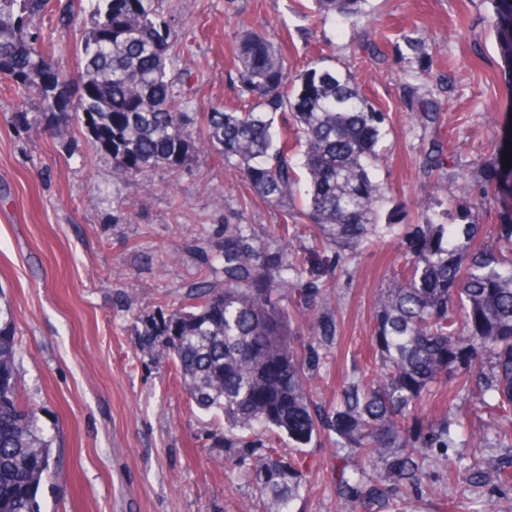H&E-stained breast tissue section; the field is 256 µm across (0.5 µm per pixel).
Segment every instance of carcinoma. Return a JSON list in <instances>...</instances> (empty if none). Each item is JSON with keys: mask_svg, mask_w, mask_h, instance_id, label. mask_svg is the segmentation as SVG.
<instances>
[{"mask_svg": "<svg viewBox=\"0 0 512 512\" xmlns=\"http://www.w3.org/2000/svg\"><path fill=\"white\" fill-rule=\"evenodd\" d=\"M90 2L81 71L63 79L30 32L50 0H0V78L20 96H36L52 127L83 124L92 148L112 156L117 179L176 170L199 145L235 161L250 190L304 220L315 254L334 256L305 278L290 224L275 226L273 245L247 224H226L215 256L223 277L208 267L178 304L143 322L139 346L172 363L195 407L224 420L225 462L246 468L257 497L283 504L299 494L303 470L274 444L284 435L307 445L322 430L350 449L336 480L347 508L408 495L427 476L428 450L448 447V425L421 421L419 410L450 377L458 391L475 383L490 394L492 415L512 414V222L494 225L489 237L476 220L496 193V168H483L476 183L456 173L449 193L457 223L437 224L432 207L420 206L422 223L374 304V361L343 385L336 407L315 410L319 354L295 340L290 310L316 311L319 345L335 336L337 270L378 232L385 188L373 167L385 113L348 73L309 64L290 75L282 47L243 28L229 46L243 104L192 112L172 68L170 24L153 0ZM366 2L312 0L313 16L361 23ZM278 114L283 135L273 128ZM410 120L433 127L441 113L427 102ZM420 151L429 175L454 164L447 142H423ZM18 353L0 307V512H40L35 490L55 460L51 437L21 396ZM471 479L480 488L511 484L512 462L481 461Z\"/></svg>", "mask_w": 512, "mask_h": 512, "instance_id": "1", "label": "carcinoma"}]
</instances>
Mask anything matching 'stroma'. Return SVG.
I'll return each mask as SVG.
<instances>
[{"mask_svg": "<svg viewBox=\"0 0 512 512\" xmlns=\"http://www.w3.org/2000/svg\"><path fill=\"white\" fill-rule=\"evenodd\" d=\"M154 7L172 24L177 67L192 71L184 90L197 110L236 105L228 42L243 26L282 41L290 70L314 59L352 74L387 116L376 171L386 188L383 236L338 277L333 342L319 345L312 318L296 326L299 343L319 347L315 400L334 405L343 382L368 361L375 300L419 222V202L432 196L421 140L450 137L465 168L512 155V9L505 0H368V23L354 26L314 21L301 0H154ZM84 20L52 12L34 22L55 67L70 77ZM404 31L421 39L423 68L397 53ZM415 95L445 106L440 129L410 126ZM284 221L242 187L233 165L207 152L146 180H113L111 156L91 147L85 129H48L38 103L0 78V303L20 348L22 396L52 436L61 467L38 488L42 512H277V504L253 498L241 470L225 469L223 423L191 407L173 366L140 349L137 331L145 316L184 296L223 225L248 224L261 236ZM482 412L470 392L452 398L443 390L423 404L422 419H447L454 443L446 460L430 461L405 512H512V484L479 493L466 478L444 479L450 466L512 459L495 434L478 448L464 440L459 423ZM279 451L296 457L314 485L291 512H340L327 436L300 448L284 439Z\"/></svg>", "mask_w": 512, "mask_h": 512, "instance_id": "35a3bbf8", "label": "stroma"}]
</instances>
